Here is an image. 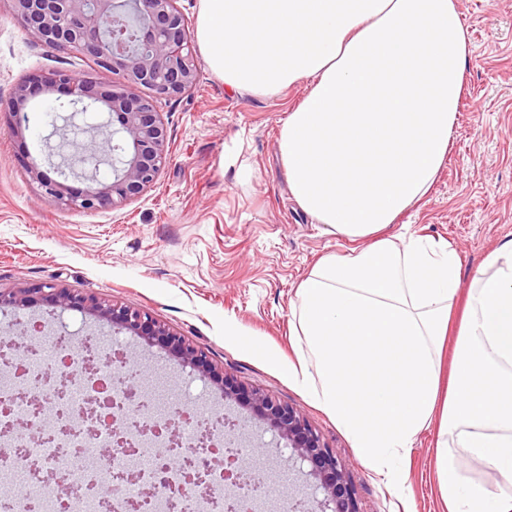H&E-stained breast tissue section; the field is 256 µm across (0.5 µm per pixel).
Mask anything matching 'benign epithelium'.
Returning a JSON list of instances; mask_svg holds the SVG:
<instances>
[{
  "instance_id": "obj_1",
  "label": "benign epithelium",
  "mask_w": 512,
  "mask_h": 512,
  "mask_svg": "<svg viewBox=\"0 0 512 512\" xmlns=\"http://www.w3.org/2000/svg\"><path fill=\"white\" fill-rule=\"evenodd\" d=\"M177 0H9L13 14L33 37L48 46L66 44L91 52L103 75L73 76L65 71H50L21 81L8 104L11 131L18 133L28 122L25 107L43 92L55 91L65 98L60 106L83 112L99 103L107 109L109 120L86 127L88 149L85 154L61 162L55 167L59 178L53 179L37 164L27 172L43 189L45 201L58 207L93 212L118 207L140 196L157 180L162 168L171 159L167 129L156 107L158 99H172L190 92L199 80L192 52L191 36ZM140 87L151 89L153 96L136 93ZM112 168V181L97 178L99 165ZM82 180L84 187L75 188L69 181ZM62 311L81 310L87 315L129 330L148 343H159L174 354L184 366L224 384V400L233 402L244 394L237 379L213 365L206 352L191 345L177 332L171 331L149 314L126 306L101 301L53 283L33 288L3 292L0 308L21 309L29 297ZM117 372L114 378L124 380L121 397L111 395L112 388L101 386L105 397H92L63 430L68 435L79 432L89 442H96L100 428L86 425V419L104 418L102 409L119 408L135 419V432L112 430L107 445L99 448L100 459L121 457L126 466L116 480L135 484L141 477L137 459L136 438L147 442L160 441L166 448H184L178 430L171 423L147 427L141 424V405L137 387L125 380L131 357L112 358ZM255 412L270 420L291 449L289 459L311 466L309 474L320 480L324 497L314 499L313 512H359L355 492L349 481L347 467L306 423L302 413L282 405L260 392L247 394ZM221 468L223 482L234 490L224 494L226 512H253L250 501L241 490L257 482L251 480L238 465V456L227 452L220 459L197 455L183 460V466L162 465L150 487L158 497L168 492L172 499L185 484H212L214 468Z\"/></svg>"
}]
</instances>
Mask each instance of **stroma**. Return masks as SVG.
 I'll return each instance as SVG.
<instances>
[{"label":"stroma","mask_w":512,"mask_h":512,"mask_svg":"<svg viewBox=\"0 0 512 512\" xmlns=\"http://www.w3.org/2000/svg\"><path fill=\"white\" fill-rule=\"evenodd\" d=\"M460 9L472 43L454 145L430 194L390 231L406 226L452 242L467 282L486 254L512 237V0H460ZM197 67L193 91L159 105L170 162L147 191L115 209L84 213L40 200L41 188L26 165L47 164L46 137L60 112L55 94L28 103L22 136L0 124V289L51 281L149 313L246 387L300 410L346 464L360 512H445L435 484L436 428L420 433L404 463L408 491L398 495L356 457L327 413L282 372L225 337L231 323L283 360H295L296 289L321 256L343 252L348 243L322 234L289 196L277 139L304 88L267 98L232 94L205 62ZM93 69L84 53L36 41L0 0V104L29 75L66 70L82 76ZM234 155L250 165L248 181L237 180ZM20 316L41 320L43 331L14 329ZM59 330L75 342L96 337L93 366L99 373L110 374L113 354L127 351L137 359L139 384L161 383L175 399L210 402L201 419L212 435L221 432L220 416L242 420L245 470L259 456L273 468L287 467L288 449L267 422L248 419L238 403L219 407L216 385L159 347L42 302L0 310V334L13 346L44 350Z\"/></svg>","instance_id":"stroma-1"}]
</instances>
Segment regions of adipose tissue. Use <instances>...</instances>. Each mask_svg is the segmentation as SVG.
Masks as SVG:
<instances>
[{"mask_svg":"<svg viewBox=\"0 0 512 512\" xmlns=\"http://www.w3.org/2000/svg\"><path fill=\"white\" fill-rule=\"evenodd\" d=\"M194 38L230 92L305 88L279 158L299 209L349 243L296 290L289 380L395 492L434 425L448 512H512V238L466 284L452 243L389 231L452 148L471 45L459 0H199ZM458 452L501 484L466 481Z\"/></svg>","mask_w":512,"mask_h":512,"instance_id":"adipose-tissue-1","label":"adipose tissue"}]
</instances>
